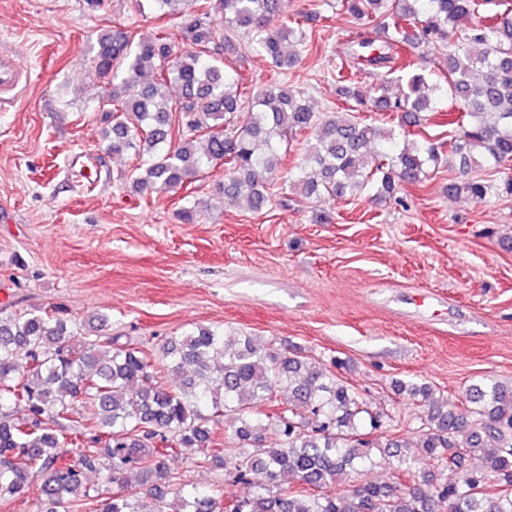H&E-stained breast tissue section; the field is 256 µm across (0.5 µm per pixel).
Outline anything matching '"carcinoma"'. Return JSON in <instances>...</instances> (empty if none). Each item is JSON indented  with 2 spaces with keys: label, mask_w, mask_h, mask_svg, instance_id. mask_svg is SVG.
I'll return each mask as SVG.
<instances>
[{
  "label": "carcinoma",
  "mask_w": 512,
  "mask_h": 512,
  "mask_svg": "<svg viewBox=\"0 0 512 512\" xmlns=\"http://www.w3.org/2000/svg\"><path fill=\"white\" fill-rule=\"evenodd\" d=\"M155 0L179 16L154 38L122 30L97 35L96 77L110 87L99 111L111 128L107 150L141 160L136 194L173 192L205 169L224 166L217 191L259 212L279 187L281 146L300 138L303 162L289 173V193L306 199L374 191L397 198L420 185L429 166L458 168L451 195L483 200L512 195V178L491 171L512 162V4L476 19L479 0H338L339 11L374 24L376 41L359 40L336 65L345 106L315 112L305 93L281 80L296 63L290 47L312 39L314 17L288 15V0ZM246 35L268 57L272 75L256 92L227 70ZM420 43L448 48L446 75L433 79L394 54ZM385 70L373 90L356 65ZM392 82L401 84L396 95ZM359 112L398 115L423 125L446 118L448 139H411ZM75 336L61 311L0 317V502L43 481L45 512H512V382L483 378L465 395L466 413L448 409L426 382L396 379L393 393L423 409L411 443L390 410L370 409L336 369L282 353L248 335L195 326L150 354L110 336ZM238 417L220 438L214 426ZM196 454L198 467L224 462L227 481L264 483L246 497L217 496L181 483L170 504L138 486L175 480L168 458ZM382 462L391 483L358 475ZM104 470L120 492L105 496L87 482ZM455 472L452 482L444 472Z\"/></svg>",
  "instance_id": "obj_1"
}]
</instances>
